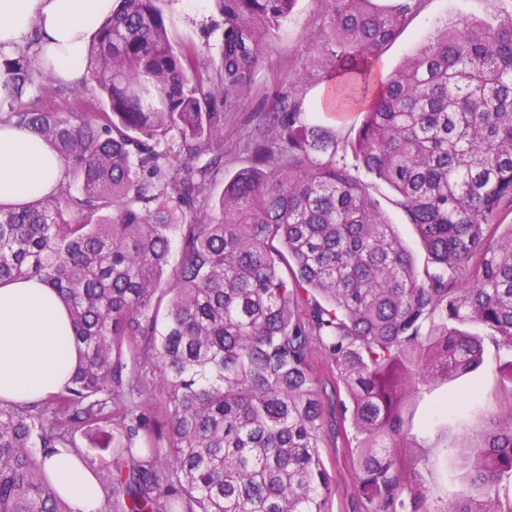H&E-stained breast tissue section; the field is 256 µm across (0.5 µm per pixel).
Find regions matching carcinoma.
<instances>
[{
    "label": "carcinoma",
    "mask_w": 512,
    "mask_h": 512,
    "mask_svg": "<svg viewBox=\"0 0 512 512\" xmlns=\"http://www.w3.org/2000/svg\"><path fill=\"white\" fill-rule=\"evenodd\" d=\"M160 2L117 0L68 112L26 100L36 56L0 64L11 76L0 122L67 167L55 192L0 207V281L40 278L84 349L61 392L0 402V512H80L31 452L73 448L78 432L112 449L99 479L112 512H331L328 433L353 456L357 512H431L393 451L407 402L478 367L487 341L512 353V14L453 21L384 74V46L423 0H323L325 102L362 114L355 163L290 93L212 205L224 124L295 0H216L207 89ZM367 177L394 191L428 254L423 272ZM129 352L155 366L162 404L135 401ZM320 365L336 383L327 399ZM462 452L472 494L442 512H512L499 496L512 479V396Z\"/></svg>",
    "instance_id": "obj_1"
}]
</instances>
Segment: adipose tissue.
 Returning a JSON list of instances; mask_svg holds the SVG:
<instances>
[{
    "mask_svg": "<svg viewBox=\"0 0 512 512\" xmlns=\"http://www.w3.org/2000/svg\"><path fill=\"white\" fill-rule=\"evenodd\" d=\"M113 0H0V53L37 38L42 72L63 82L85 75L97 22ZM65 166L27 129L0 124V206L13 207L55 190ZM79 361L66 305L36 278L0 282V400L32 403L69 384ZM45 472L79 512H101L105 492L71 449L47 455Z\"/></svg>",
    "mask_w": 512,
    "mask_h": 512,
    "instance_id": "obj_1",
    "label": "adipose tissue"
}]
</instances>
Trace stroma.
<instances>
[{
    "label": "stroma",
    "mask_w": 512,
    "mask_h": 512,
    "mask_svg": "<svg viewBox=\"0 0 512 512\" xmlns=\"http://www.w3.org/2000/svg\"><path fill=\"white\" fill-rule=\"evenodd\" d=\"M162 7L171 23V33L180 42L192 46L200 61L203 79L214 78L219 55L217 42L222 16L215 0H164ZM512 12V0H423L402 32L380 58L384 72L397 69L408 54L418 51L436 29L460 18L486 19ZM326 27L323 0H296L292 13L282 21L255 76L254 85L239 102L238 118L224 128V170L210 186L211 198H219L224 182L236 170L246 166L244 146L259 131L265 130L267 114L273 111L285 93L299 92L307 115L335 130L340 142L353 140L361 122L354 112H332L323 105L322 82L317 73L315 49ZM371 195L399 239L410 249L416 269H423L428 255L413 225L407 224L393 203L392 191L382 182H373ZM504 351L485 344L483 361L474 371L424 387L412 397L406 412L410 433L401 440L399 456L412 463L419 482L429 494V505L441 512L458 502L466 492L462 446L468 444L485 418L506 405L512 396V384L503 380L499 366ZM461 396L455 411H448L449 396ZM322 459L334 477L336 493L332 512H354L356 495L354 461L344 449L324 444Z\"/></svg>",
    "instance_id": "obj_1"
}]
</instances>
